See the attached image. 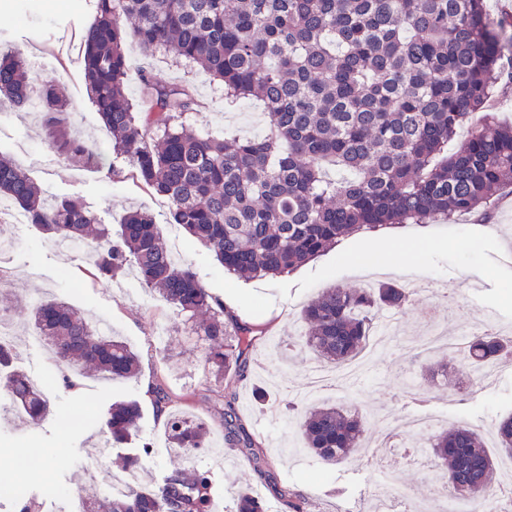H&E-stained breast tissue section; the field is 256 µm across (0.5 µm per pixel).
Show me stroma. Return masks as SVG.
Returning a JSON list of instances; mask_svg holds the SVG:
<instances>
[{"instance_id":"1","label":"stroma","mask_w":512,"mask_h":512,"mask_svg":"<svg viewBox=\"0 0 512 512\" xmlns=\"http://www.w3.org/2000/svg\"><path fill=\"white\" fill-rule=\"evenodd\" d=\"M94 16L91 0H66L58 8L49 0H0V52H20L41 85L64 86L78 108L77 134L101 154L112 156L115 168L123 169L127 163L113 157L112 137L87 96L80 54L70 48ZM125 52L126 90L132 103L140 101L139 73L150 71L167 83L191 85L200 105L187 120L198 131L220 138L266 131L267 116L260 101L229 102L222 82L208 73L160 54L144 53L134 42H126ZM0 153L22 163L47 194L80 200L101 223L118 225L130 209L148 211L167 246L177 249L178 261L193 267L213 297L240 322L266 325V336L249 356L248 372L234 384L239 397L235 407L248 434L273 461L279 482L306 495L314 512H339L343 507L365 512L379 478L376 460L388 449L387 423L401 427L426 411L439 425L477 428L486 446L495 448L496 424L512 414V360L502 359L494 383L480 391L457 356L442 349L428 360L407 340L436 329L453 336L463 322L475 331L490 319L512 328V263L500 260L512 250V230L503 235L488 233L467 214L390 229L391 238L417 250L412 269L377 276L382 283H418L410 306L396 315L400 335L380 345L350 385L328 388L318 400L357 406L364 414L382 419L384 425L368 432L364 448L351 461L326 466L299 452L297 426L286 409L287 402L299 395L304 407H311L313 401L305 393L312 359L307 352L282 350L275 343L303 329L302 310L322 288L358 287L361 276L351 271L350 260L357 249L371 242V235L350 236L293 274L243 281L224 271L212 252L183 228L168 223L164 198L130 177L111 179L92 167L64 165L50 149L41 120L7 101L0 103ZM13 232L20 245L10 260V278L0 281V303L28 342L25 357L14 365L30 377L48 378L53 390L49 410L38 423L0 420V482L17 477L25 488L18 498L1 492L0 512H22L27 506L32 512H61L75 483L84 492L105 494L101 479L86 472L83 454L106 437L103 420L118 400L138 399L142 416L128 443L112 445L111 457L138 456L135 473L147 490L170 470L182 467L180 454L169 446L165 421L156 417L147 395L148 386L159 377L177 397L190 396L189 402L174 403L172 412L210 428L209 446L198 452L197 465L211 473L215 498L229 510L235 492L251 487L274 505V512H286L273 486L258 477L247 456L234 450L224 430L225 380L215 365L206 362L203 343L188 335L184 316L146 290L134 271L111 280L84 278L76 272L77 256L53 250L33 225H16ZM36 292L63 299L94 321L108 320L114 336L140 354L138 377L104 384L96 376L80 374L67 382L48 343L33 337L28 297ZM159 320L167 325L160 341L154 336ZM258 388L265 391L266 401L257 407L251 398ZM37 448L54 451L48 475L19 474L17 459Z\"/></svg>"}]
</instances>
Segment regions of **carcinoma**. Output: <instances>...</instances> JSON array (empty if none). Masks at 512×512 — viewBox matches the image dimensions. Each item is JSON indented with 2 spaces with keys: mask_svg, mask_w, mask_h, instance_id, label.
<instances>
[{
  "mask_svg": "<svg viewBox=\"0 0 512 512\" xmlns=\"http://www.w3.org/2000/svg\"><path fill=\"white\" fill-rule=\"evenodd\" d=\"M94 23L82 31L83 80L112 131V151L129 175L167 200L169 223L205 245L225 270L249 281L290 273L343 238L393 224H423L437 214L492 212L512 179V126L486 125L448 143L471 120L500 80L501 30L483 0H94ZM146 53L162 51L196 64L224 84L232 100L257 99L267 132L217 139L187 125L198 101L187 85L151 74L140 78L143 107L126 93L127 39ZM35 78L18 52L0 53V95L17 107L33 103ZM38 106L48 143L65 165L96 164L98 153L71 134L74 108L64 92L45 86ZM13 200L45 240L68 239L91 250L88 278H114L127 268L143 285L192 321L206 361L224 375H242L257 329L238 322L191 266L173 260L153 216L127 211L117 230L77 200L52 197L15 159L0 155V197ZM411 292L397 284L330 286L307 304V330L295 344L336 368L364 350L379 311L400 309ZM32 317L57 362L113 379L140 371V356L113 336H100L76 308L45 298ZM512 355V339L470 336L462 363L481 370ZM12 407L31 420L48 411L32 380L6 376ZM224 429L250 451L255 471L276 489L288 512H311L303 494L281 486L269 460L247 434L233 403ZM149 394L156 414L171 403L157 380ZM135 400L112 403L104 427L121 442L138 427ZM374 420L336 406L310 410L297 423L304 448L324 465L351 459ZM176 448L206 447L209 429L169 415ZM432 477L472 502L499 488L494 453L467 425L429 438ZM497 452L512 457V416L496 426ZM208 471L175 470L156 490L90 499L88 512H212ZM234 512H265L242 488Z\"/></svg>",
  "mask_w": 512,
  "mask_h": 512,
  "instance_id": "carcinoma-1",
  "label": "carcinoma"
}]
</instances>
